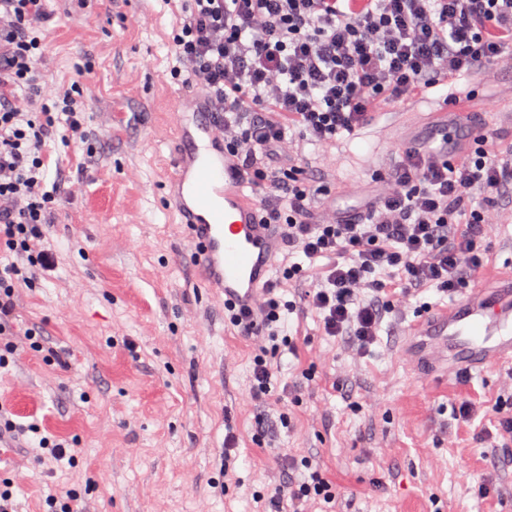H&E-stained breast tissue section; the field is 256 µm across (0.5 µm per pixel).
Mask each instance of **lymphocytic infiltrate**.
Returning a JSON list of instances; mask_svg holds the SVG:
<instances>
[{
	"instance_id": "lymphocytic-infiltrate-1",
	"label": "lymphocytic infiltrate",
	"mask_w": 512,
	"mask_h": 512,
	"mask_svg": "<svg viewBox=\"0 0 512 512\" xmlns=\"http://www.w3.org/2000/svg\"><path fill=\"white\" fill-rule=\"evenodd\" d=\"M52 16L45 0H0V366L36 333L16 321L20 288L53 271L46 228L60 186L46 188L48 146L82 142L80 83L40 101ZM172 47L171 75L206 88L224 130V149L259 196L261 223L279 225L288 259L256 307L224 308L238 335L261 337L251 364L252 399L299 400L281 386L275 360L295 351L290 314L314 311L322 335L364 352L395 300L433 288L452 295L482 264L490 225L512 206V143L489 131L448 166L401 153L373 209L348 221L314 213V170L282 155L287 135L322 151L363 128L371 109L410 100L448 76L512 68V0H188ZM324 259L300 301L280 286L301 280L303 260ZM284 484L257 490L263 512L332 504L336 487L308 457L281 459Z\"/></svg>"
}]
</instances>
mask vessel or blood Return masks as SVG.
Masks as SVG:
<instances>
[{"label":"vessel or blood","instance_id":"b4317fda","mask_svg":"<svg viewBox=\"0 0 512 512\" xmlns=\"http://www.w3.org/2000/svg\"><path fill=\"white\" fill-rule=\"evenodd\" d=\"M440 88L431 133L410 142L420 158L438 163L469 152L471 121L484 108L478 95H460L453 81H442ZM215 129L207 100L182 108L181 149L170 162V181L203 283L225 302L249 308L273 278L278 236L257 222V202L246 193ZM405 336L411 360L434 379H461L512 365V270L492 278L475 275L458 299L418 313Z\"/></svg>","mask_w":512,"mask_h":512}]
</instances>
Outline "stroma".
<instances>
[{"mask_svg": "<svg viewBox=\"0 0 512 512\" xmlns=\"http://www.w3.org/2000/svg\"><path fill=\"white\" fill-rule=\"evenodd\" d=\"M53 16L40 69L52 101L83 80L85 129L101 141L93 157L77 146L50 147L47 183L61 182L65 204L48 242L55 271L21 288L16 319L42 347L20 351L0 369V405L19 426H36L0 446V487L18 512H254L251 493L285 480L279 455L316 458L341 494L336 512H512V462L480 443L500 397L512 395V369L439 383L416 370L402 332L421 308L444 305L431 289L397 303L369 352L321 336L310 311L290 314L295 353L283 380L315 375L290 428L278 404L250 399L257 340L224 322V299L204 287L193 247L170 200L168 162L179 148L178 106L203 95L174 81L169 42L184 13L179 0H47ZM472 89L512 141V69L493 68ZM430 103H399L366 141L385 148L408 127H424ZM305 155L342 184L316 210H353L377 187L370 160L345 144ZM472 420L457 417L460 403ZM264 421V441L256 423ZM234 430L236 480L224 481V436ZM68 446L40 462L38 435ZM491 481L488 497L477 494Z\"/></svg>", "mask_w": 512, "mask_h": 512, "instance_id": "1", "label": "stroma"}]
</instances>
